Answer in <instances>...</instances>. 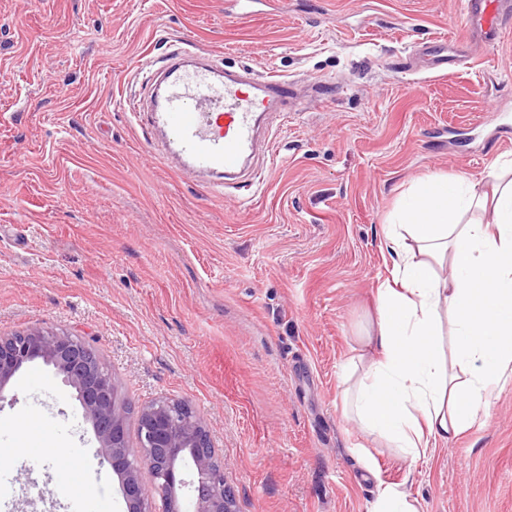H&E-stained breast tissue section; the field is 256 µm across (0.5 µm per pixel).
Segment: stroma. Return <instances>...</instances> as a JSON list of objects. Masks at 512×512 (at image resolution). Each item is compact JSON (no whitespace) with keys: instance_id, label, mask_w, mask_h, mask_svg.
I'll list each match as a JSON object with an SVG mask.
<instances>
[{"instance_id":"obj_1","label":"stroma","mask_w":512,"mask_h":512,"mask_svg":"<svg viewBox=\"0 0 512 512\" xmlns=\"http://www.w3.org/2000/svg\"><path fill=\"white\" fill-rule=\"evenodd\" d=\"M462 34L461 0H0V335L82 338L132 411L187 402L238 512H367L382 482L421 512H512V378L412 466L343 413L399 199L512 159V25L444 76L403 66ZM183 42L326 84L270 119L247 203L171 170L131 115ZM19 447L0 512H124L74 389L40 362L0 402V449ZM53 448L86 461L80 486L62 491Z\"/></svg>"}]
</instances>
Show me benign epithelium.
Instances as JSON below:
<instances>
[{"instance_id":"obj_1","label":"benign epithelium","mask_w":512,"mask_h":512,"mask_svg":"<svg viewBox=\"0 0 512 512\" xmlns=\"http://www.w3.org/2000/svg\"><path fill=\"white\" fill-rule=\"evenodd\" d=\"M42 360L72 387L90 418L101 456L119 478L126 512H150L158 496L162 512H183L182 491L193 488L190 512H238L224 480V461L213 448L206 421L182 401L164 399L141 409L137 443L128 438L127 410L111 376L88 356L85 342L66 332L32 329L0 336V400L10 379L27 363ZM192 465L195 479L181 478ZM153 479L148 490L143 470Z\"/></svg>"}]
</instances>
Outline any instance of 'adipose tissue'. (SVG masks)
Returning <instances> with one entry per match:
<instances>
[{
	"label": "adipose tissue",
	"instance_id": "obj_1",
	"mask_svg": "<svg viewBox=\"0 0 512 512\" xmlns=\"http://www.w3.org/2000/svg\"><path fill=\"white\" fill-rule=\"evenodd\" d=\"M492 175L489 194L465 175L419 180L383 226L392 278L344 396L409 463L478 421L512 370V163Z\"/></svg>",
	"mask_w": 512,
	"mask_h": 512
}]
</instances>
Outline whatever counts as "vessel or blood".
<instances>
[{"mask_svg": "<svg viewBox=\"0 0 512 512\" xmlns=\"http://www.w3.org/2000/svg\"><path fill=\"white\" fill-rule=\"evenodd\" d=\"M512 23V0H463V26L469 37L496 45ZM425 70L447 72L442 43L427 40L422 49ZM192 45L177 48L159 79L162 94L147 109L148 123L162 135L160 152L178 167L197 175L222 177L235 172L258 144V115L295 99L294 83L282 76L266 77L261 91L250 82L221 76L211 64L186 65Z\"/></svg>", "mask_w": 512, "mask_h": 512, "instance_id": "vessel-or-blood-1", "label": "vessel or blood"}]
</instances>
